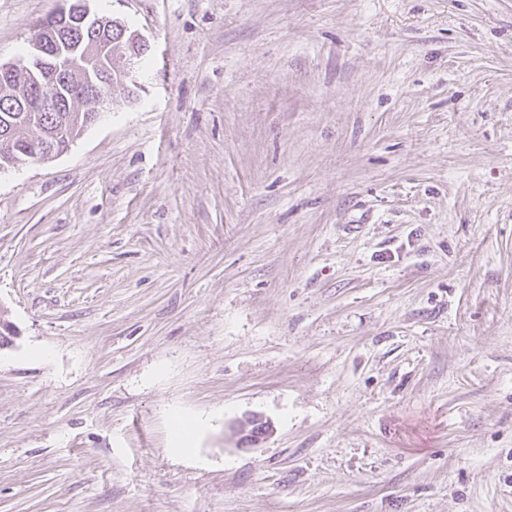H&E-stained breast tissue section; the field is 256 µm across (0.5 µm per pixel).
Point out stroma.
Segmentation results:
<instances>
[{
	"label": "stroma",
	"mask_w": 512,
	"mask_h": 512,
	"mask_svg": "<svg viewBox=\"0 0 512 512\" xmlns=\"http://www.w3.org/2000/svg\"><path fill=\"white\" fill-rule=\"evenodd\" d=\"M88 6L149 49L0 172V512H512V0ZM263 423V426L259 433H257L253 427L257 424ZM272 430L271 424L268 421H264L259 416H250L238 422L236 431L241 435L242 443L253 445L263 440Z\"/></svg>",
	"instance_id": "stroma-1"
}]
</instances>
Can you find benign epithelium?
Returning a JSON list of instances; mask_svg holds the SVG:
<instances>
[{
  "label": "benign epithelium",
  "mask_w": 512,
  "mask_h": 512,
  "mask_svg": "<svg viewBox=\"0 0 512 512\" xmlns=\"http://www.w3.org/2000/svg\"><path fill=\"white\" fill-rule=\"evenodd\" d=\"M66 7L56 13L61 25H42L30 40L29 63L26 67L28 83L14 84L17 70L14 65H0V98L8 104L9 112H70L58 93L61 84H68L82 98L98 103L108 97L112 85L122 81L125 72H112V38H98L80 51L59 49L69 37L65 25L73 22L101 30H112L113 20L93 14L87 0H65ZM272 430L271 424L259 416H250L238 422L236 431L242 443L253 445L263 440Z\"/></svg>",
  "instance_id": "obj_1"
}]
</instances>
